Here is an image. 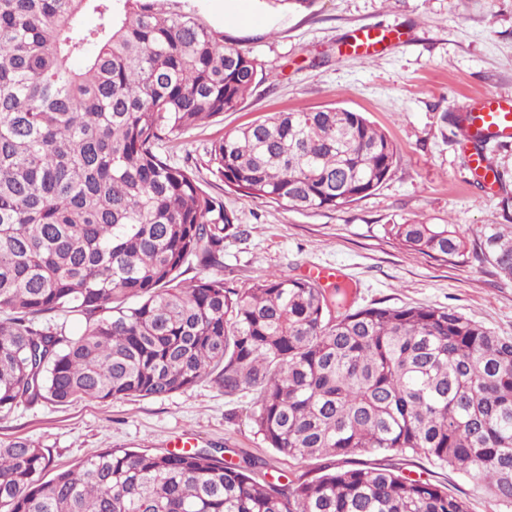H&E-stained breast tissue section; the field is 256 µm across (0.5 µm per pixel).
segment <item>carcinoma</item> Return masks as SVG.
<instances>
[{"instance_id":"obj_1","label":"carcinoma","mask_w":512,"mask_h":512,"mask_svg":"<svg viewBox=\"0 0 512 512\" xmlns=\"http://www.w3.org/2000/svg\"><path fill=\"white\" fill-rule=\"evenodd\" d=\"M263 81L194 9L0 0V417L208 382L251 394L257 433L298 463L419 454L511 507L512 340L449 308L358 307L353 289L306 276L228 288L211 273L239 217L160 146ZM207 155L226 186L301 212L348 208L398 162L384 132L341 107L273 112ZM383 230L439 261L466 254L453 224ZM480 251L512 279V235L493 231ZM54 312L82 326L40 322ZM219 452L109 448L47 480L48 449L1 441L0 512H469L393 468L280 484L257 480L264 460Z\"/></svg>"}]
</instances>
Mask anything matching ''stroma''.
Masks as SVG:
<instances>
[{
	"mask_svg": "<svg viewBox=\"0 0 512 512\" xmlns=\"http://www.w3.org/2000/svg\"><path fill=\"white\" fill-rule=\"evenodd\" d=\"M188 3L267 75L236 111L166 150L240 218L241 235L224 243L225 285L337 266L358 305L446 307L512 339V279L474 250L485 234L506 228L501 201L512 197V145L472 142L441 120L488 92L512 97V0H315L301 11L244 0L252 17L245 25L231 15L233 0ZM372 27L399 31L400 38L369 60L348 54L355 31ZM334 106L363 113L400 155L389 180L347 209L289 211L243 197L210 174L213 141L269 112ZM477 150L504 175L495 191L469 171ZM410 219L457 225L469 247L466 260L438 262L385 236L384 225ZM185 433L200 447L224 449L225 459L257 457L268 471L291 478L320 476L331 464L327 457L300 464L278 454L252 424L247 396L225 395L207 382L160 399L47 403L0 418V441L25 438L49 449L58 470L104 448L162 452ZM363 460L446 485L470 512H507L485 482L422 456L372 453Z\"/></svg>",
	"mask_w": 512,
	"mask_h": 512,
	"instance_id": "35a3bbf8",
	"label": "stroma"
}]
</instances>
